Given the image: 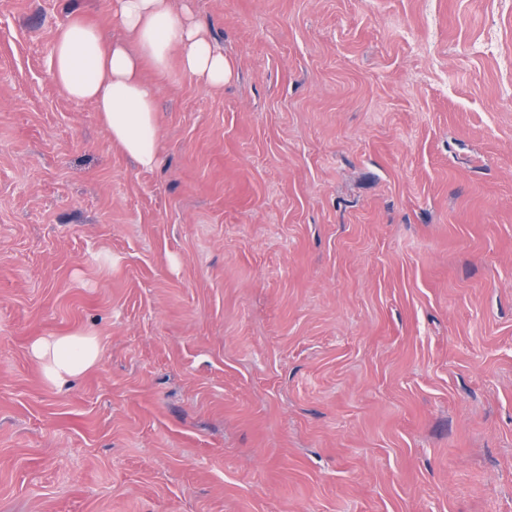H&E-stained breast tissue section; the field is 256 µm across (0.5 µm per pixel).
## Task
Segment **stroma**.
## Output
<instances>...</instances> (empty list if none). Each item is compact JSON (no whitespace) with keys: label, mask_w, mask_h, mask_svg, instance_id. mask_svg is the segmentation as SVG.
<instances>
[{"label":"stroma","mask_w":512,"mask_h":512,"mask_svg":"<svg viewBox=\"0 0 512 512\" xmlns=\"http://www.w3.org/2000/svg\"><path fill=\"white\" fill-rule=\"evenodd\" d=\"M190 6L145 171L0 0V512H512V0ZM32 354L46 380L61 386L91 368L99 358L100 347L93 335L79 331L39 339L32 346Z\"/></svg>","instance_id":"1"}]
</instances>
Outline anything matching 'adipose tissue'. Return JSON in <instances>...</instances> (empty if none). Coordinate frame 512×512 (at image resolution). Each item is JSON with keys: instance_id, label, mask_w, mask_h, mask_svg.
<instances>
[{"instance_id": "1", "label": "adipose tissue", "mask_w": 512, "mask_h": 512, "mask_svg": "<svg viewBox=\"0 0 512 512\" xmlns=\"http://www.w3.org/2000/svg\"><path fill=\"white\" fill-rule=\"evenodd\" d=\"M112 15L127 40L108 39L101 25L73 19L58 30L50 70L70 99L94 106L112 144L150 170L159 162L160 135L157 88L145 69L161 74L175 63L213 89L223 88L232 69L187 0H114ZM32 354L46 380L60 386L91 368L100 347L79 331L39 339Z\"/></svg>"}]
</instances>
